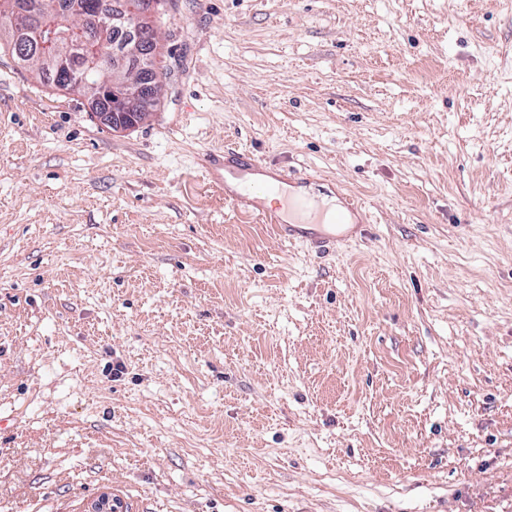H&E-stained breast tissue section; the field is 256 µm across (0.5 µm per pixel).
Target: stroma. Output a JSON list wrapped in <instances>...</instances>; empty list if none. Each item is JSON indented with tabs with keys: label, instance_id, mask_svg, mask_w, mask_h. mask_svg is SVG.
<instances>
[{
	"label": "stroma",
	"instance_id": "stroma-1",
	"mask_svg": "<svg viewBox=\"0 0 512 512\" xmlns=\"http://www.w3.org/2000/svg\"><path fill=\"white\" fill-rule=\"evenodd\" d=\"M114 132L0 53V512H512V0H168ZM224 147L358 200L320 259ZM278 237L287 243L300 244L320 252L336 250V245L365 234V209L351 198H346L343 209L336 215L335 224H322V230L310 226L319 224H286L273 215Z\"/></svg>",
	"mask_w": 512,
	"mask_h": 512
}]
</instances>
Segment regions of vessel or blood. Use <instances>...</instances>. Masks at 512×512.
<instances>
[{
  "mask_svg": "<svg viewBox=\"0 0 512 512\" xmlns=\"http://www.w3.org/2000/svg\"><path fill=\"white\" fill-rule=\"evenodd\" d=\"M207 174L224 173V198L234 205H244L256 215H264L265 209L259 197L260 191L278 192L284 186L303 181L300 172L274 167L252 154L225 151H209L200 158ZM365 209L353 199H346L334 223L317 229L307 224H288L276 220L278 237L287 243L311 247L321 252L335 250L338 244L364 235Z\"/></svg>",
  "mask_w": 512,
  "mask_h": 512,
  "instance_id": "obj_1",
  "label": "vessel or blood"
}]
</instances>
